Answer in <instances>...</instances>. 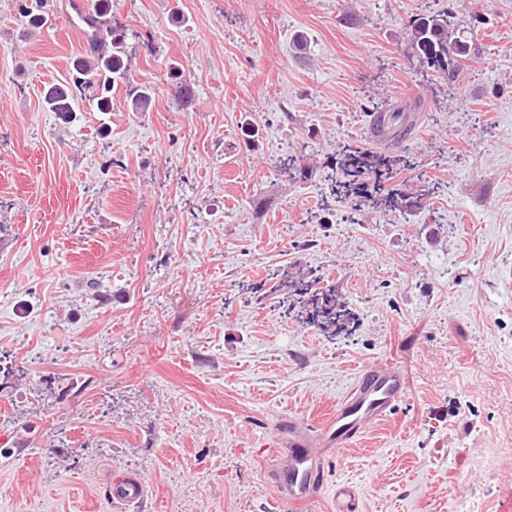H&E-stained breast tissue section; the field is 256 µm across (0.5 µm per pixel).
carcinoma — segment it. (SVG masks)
<instances>
[{"mask_svg":"<svg viewBox=\"0 0 512 512\" xmlns=\"http://www.w3.org/2000/svg\"><path fill=\"white\" fill-rule=\"evenodd\" d=\"M24 17L30 24L45 27L51 22V15L41 9L42 0H18ZM107 0H99L94 13L84 15V22L90 28L88 33L92 48L74 63L76 77L73 84L50 85L43 95L48 110L68 123L74 112L73 89L83 85H95L101 90L98 106L101 111L109 109L112 88L118 81L126 79L124 64V38L119 28L106 19ZM447 12L422 15L408 24V42L414 56L425 69V75L438 78H457L465 61L476 54L474 36L451 24ZM130 105L134 112L146 111L152 100L147 87H136L129 91ZM405 109L387 103L372 107V113L396 133V140H403L408 129L403 127L402 114ZM407 165V159L400 155L391 156L367 148L343 145L331 164V174L326 176L329 194L339 201L360 200L385 211L407 213L436 193L437 186L427 180H418L409 192L401 184L393 182L394 168ZM293 299L289 309L305 322L314 324L325 331L345 332L354 322L353 312L336 297V291L321 286L317 279L303 277L295 281Z\"/></svg>","mask_w":512,"mask_h":512,"instance_id":"cac0c4a2","label":"carcinoma"}]
</instances>
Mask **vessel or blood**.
<instances>
[{
  "label": "vessel or blood",
  "instance_id": "obj_1",
  "mask_svg": "<svg viewBox=\"0 0 512 512\" xmlns=\"http://www.w3.org/2000/svg\"><path fill=\"white\" fill-rule=\"evenodd\" d=\"M402 396L401 374L396 367L369 366L359 373L349 391L337 400L332 413L316 429L289 422L288 476L281 491L282 499L294 504L316 499L322 489L317 476L322 470L324 453L353 446L368 429L387 418ZM110 488L118 502L145 501L146 484L138 473L114 476ZM332 495L336 512H360V494L352 484L336 483Z\"/></svg>",
  "mask_w": 512,
  "mask_h": 512
}]
</instances>
